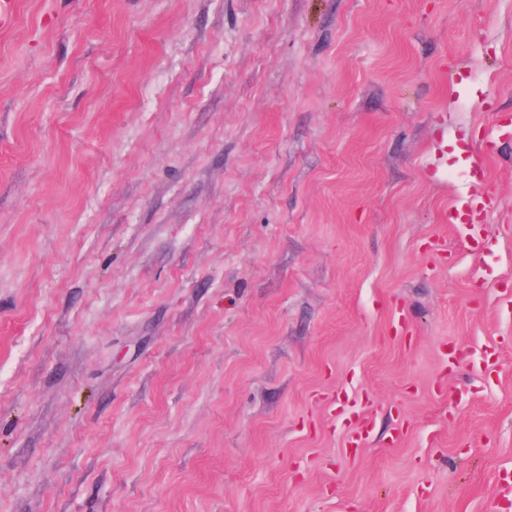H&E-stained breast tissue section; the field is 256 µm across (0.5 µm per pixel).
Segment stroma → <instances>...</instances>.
Returning a JSON list of instances; mask_svg holds the SVG:
<instances>
[{
	"label": "stroma",
	"mask_w": 512,
	"mask_h": 512,
	"mask_svg": "<svg viewBox=\"0 0 512 512\" xmlns=\"http://www.w3.org/2000/svg\"><path fill=\"white\" fill-rule=\"evenodd\" d=\"M498 117L512 0H16L0 512H498ZM490 204V200L484 196H475L464 202H459L448 207V221L450 224H466L471 232L466 236L468 245L479 250L485 246V226L480 222V216Z\"/></svg>",
	"instance_id": "stroma-1"
}]
</instances>
